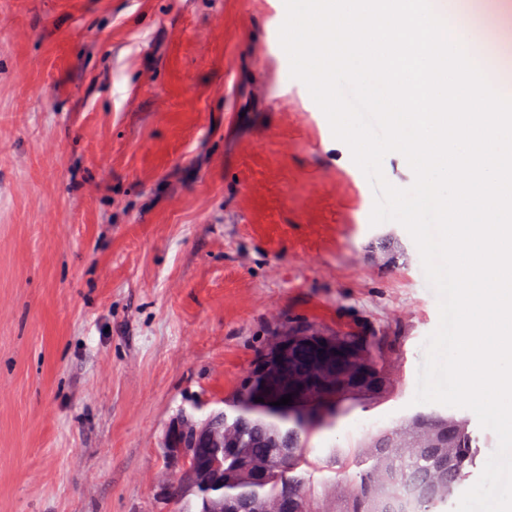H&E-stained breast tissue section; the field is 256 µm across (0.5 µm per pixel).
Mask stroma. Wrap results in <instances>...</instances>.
<instances>
[{"label": "stroma", "instance_id": "stroma-1", "mask_svg": "<svg viewBox=\"0 0 512 512\" xmlns=\"http://www.w3.org/2000/svg\"><path fill=\"white\" fill-rule=\"evenodd\" d=\"M284 0H0V512H179L173 422L276 331L383 336L317 433L328 508L413 404L438 297L279 41Z\"/></svg>", "mask_w": 512, "mask_h": 512}]
</instances>
